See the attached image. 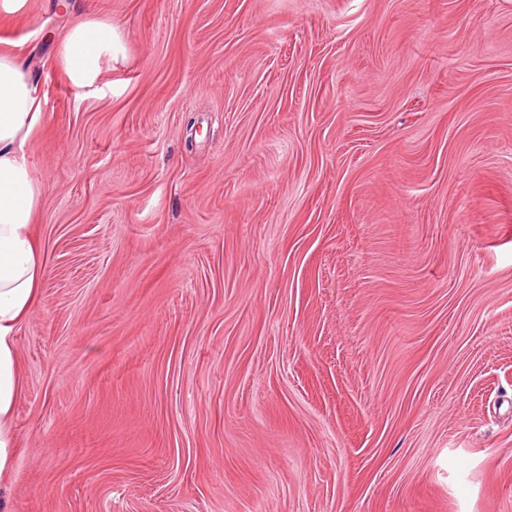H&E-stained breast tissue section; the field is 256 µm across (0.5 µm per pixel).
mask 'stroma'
Here are the masks:
<instances>
[{
    "mask_svg": "<svg viewBox=\"0 0 512 512\" xmlns=\"http://www.w3.org/2000/svg\"><path fill=\"white\" fill-rule=\"evenodd\" d=\"M0 56L46 254L9 512H512V0H26ZM116 34L111 22L88 20L71 28L63 42V74L77 87L92 86L104 56L112 58Z\"/></svg>",
    "mask_w": 512,
    "mask_h": 512,
    "instance_id": "obj_1",
    "label": "stroma"
}]
</instances>
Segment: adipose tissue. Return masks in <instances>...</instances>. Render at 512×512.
Segmentation results:
<instances>
[{
  "mask_svg": "<svg viewBox=\"0 0 512 512\" xmlns=\"http://www.w3.org/2000/svg\"><path fill=\"white\" fill-rule=\"evenodd\" d=\"M111 23L88 20L71 28L63 43V74L77 87L94 85L101 60L111 55ZM43 114L25 64L0 57V485L8 481L19 451L12 425L22 381L16 334L37 303L45 277V254L32 224L40 188L21 152Z\"/></svg>",
  "mask_w": 512,
  "mask_h": 512,
  "instance_id": "obj_1",
  "label": "adipose tissue"
}]
</instances>
